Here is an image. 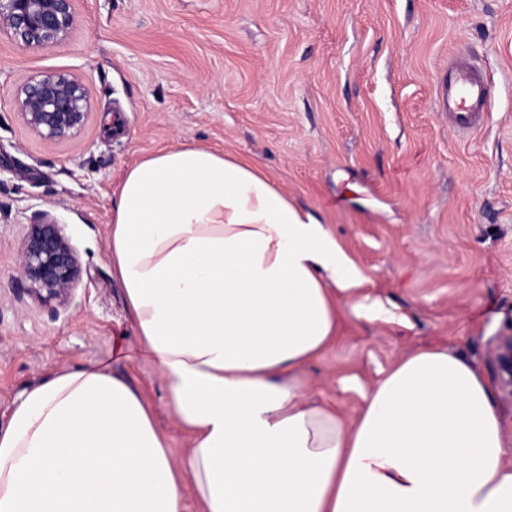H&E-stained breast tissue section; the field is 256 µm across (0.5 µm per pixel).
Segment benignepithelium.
<instances>
[{"instance_id":"1","label":"benign epithelium","mask_w":512,"mask_h":512,"mask_svg":"<svg viewBox=\"0 0 512 512\" xmlns=\"http://www.w3.org/2000/svg\"><path fill=\"white\" fill-rule=\"evenodd\" d=\"M75 0H0V33L24 49H44L67 40L76 25ZM90 108L82 79L67 71H46L17 94V114L49 142H65L84 129ZM80 256L61 224L47 211L34 213L20 248L18 293L43 304H69L81 280ZM495 360L501 388L512 397V336L500 340Z\"/></svg>"}]
</instances>
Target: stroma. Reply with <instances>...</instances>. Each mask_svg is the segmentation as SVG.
<instances>
[{
    "label": "stroma",
    "instance_id": "stroma-1",
    "mask_svg": "<svg viewBox=\"0 0 512 512\" xmlns=\"http://www.w3.org/2000/svg\"><path fill=\"white\" fill-rule=\"evenodd\" d=\"M65 42L22 50L0 35V428L21 394L94 359L153 407L181 456L189 434L143 358L107 257L125 172L159 150L217 149L256 164L327 224L365 273L349 314L305 369L306 398L354 417L403 358L445 348L492 390L507 447L512 398L495 363L512 335V0H76ZM473 60L491 110L462 138L439 94L451 58ZM48 70L78 74L91 109L50 144L16 114ZM66 224L82 263L67 307L16 290L36 211Z\"/></svg>",
    "mask_w": 512,
    "mask_h": 512
}]
</instances>
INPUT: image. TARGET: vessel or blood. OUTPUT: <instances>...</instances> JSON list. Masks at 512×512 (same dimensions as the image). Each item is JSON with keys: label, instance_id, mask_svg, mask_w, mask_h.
<instances>
[{"label": "vessel or blood", "instance_id": "b4317fda", "mask_svg": "<svg viewBox=\"0 0 512 512\" xmlns=\"http://www.w3.org/2000/svg\"><path fill=\"white\" fill-rule=\"evenodd\" d=\"M489 101V87L472 63L450 66L444 80L443 103L456 131L464 137L479 130Z\"/></svg>", "mask_w": 512, "mask_h": 512}]
</instances>
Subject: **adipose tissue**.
I'll use <instances>...</instances> for the list:
<instances>
[{"instance_id":"obj_1","label":"adipose tissue","mask_w":512,"mask_h":512,"mask_svg":"<svg viewBox=\"0 0 512 512\" xmlns=\"http://www.w3.org/2000/svg\"><path fill=\"white\" fill-rule=\"evenodd\" d=\"M108 257L167 405L97 363L25 391L0 429V512H512L494 395L464 356L400 361L354 419L304 403L305 363L364 273L245 159L182 145L132 166Z\"/></svg>"}]
</instances>
